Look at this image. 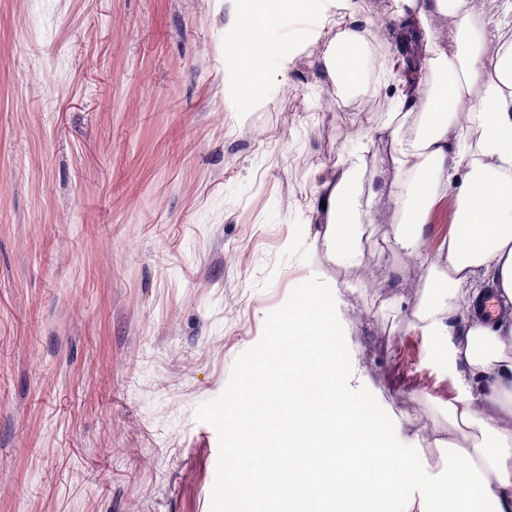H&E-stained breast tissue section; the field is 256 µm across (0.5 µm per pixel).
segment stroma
Returning <instances> with one entry per match:
<instances>
[{
    "instance_id": "1",
    "label": "stroma",
    "mask_w": 512,
    "mask_h": 512,
    "mask_svg": "<svg viewBox=\"0 0 512 512\" xmlns=\"http://www.w3.org/2000/svg\"><path fill=\"white\" fill-rule=\"evenodd\" d=\"M239 0H0V512H230L222 413L270 325L320 271L350 321L356 390L404 427L448 429L456 377L412 313L425 270L400 213L372 207L358 267L321 250L312 206L372 163L396 102L406 0H312L264 33L266 86L242 104ZM346 29L384 32L386 67L339 96Z\"/></svg>"
}]
</instances>
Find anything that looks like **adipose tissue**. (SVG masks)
I'll return each mask as SVG.
<instances>
[{
    "label": "adipose tissue",
    "instance_id": "adipose-tissue-1",
    "mask_svg": "<svg viewBox=\"0 0 512 512\" xmlns=\"http://www.w3.org/2000/svg\"><path fill=\"white\" fill-rule=\"evenodd\" d=\"M308 0H246L236 21L238 79L247 92L263 85L271 48L261 36ZM400 39L423 41L419 81L432 85L425 116L412 136L385 124L393 178L364 189L360 166H344L322 186V244L339 265L363 262L362 217L380 196L395 200L402 219L398 248L414 254L435 201L456 192L455 218L442 254L426 261L415 325L430 337L457 376L448 406L453 429L437 438L445 452L441 478L425 482L424 460L390 447L400 424L382 422L372 394L351 393L352 363L338 357L349 325L334 292L297 289L274 319L275 357L286 359L287 380L250 370L243 393L225 411L231 422L226 475L235 512H512V44L499 25H474L462 0H413ZM451 15L449 45L427 24L431 13ZM364 38L343 32L325 67L338 91L362 85ZM470 101L465 122L461 102ZM493 296L497 317L477 303ZM462 314L464 324L450 321ZM287 406H279L280 396Z\"/></svg>",
    "mask_w": 512,
    "mask_h": 512
}]
</instances>
